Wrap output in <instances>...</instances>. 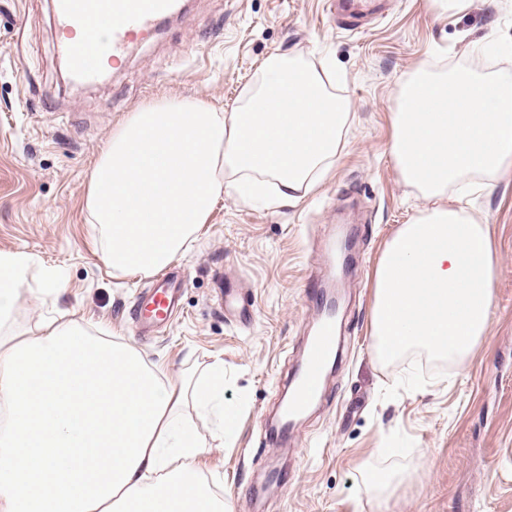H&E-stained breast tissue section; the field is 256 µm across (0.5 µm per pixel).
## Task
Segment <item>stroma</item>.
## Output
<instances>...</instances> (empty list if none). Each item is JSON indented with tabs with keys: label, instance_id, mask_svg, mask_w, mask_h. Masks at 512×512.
<instances>
[{
	"label": "stroma",
	"instance_id": "obj_1",
	"mask_svg": "<svg viewBox=\"0 0 512 512\" xmlns=\"http://www.w3.org/2000/svg\"><path fill=\"white\" fill-rule=\"evenodd\" d=\"M52 0H0V250L34 254L62 291L24 290L13 331L40 335L62 311L161 363L175 382L224 365L233 434L186 408L210 449L201 478L232 512H512V174L471 203L495 240L491 328L463 363L409 352L379 359L374 276L386 242L428 203L401 179L391 116L421 66L481 63L512 72V0H387L352 20L329 0H190L155 38L94 86L62 81ZM327 62L350 102L345 147L316 191L275 207L222 196L193 248L176 257L180 315L140 338L133 320L147 276L112 271L87 221L91 171L113 130L158 99L229 108L270 54ZM356 231L335 371L287 440L265 423L286 395L318 320L307 283L329 275L327 244ZM402 474L385 503L379 482Z\"/></svg>",
	"mask_w": 512,
	"mask_h": 512
}]
</instances>
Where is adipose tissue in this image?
Masks as SVG:
<instances>
[{"label":"adipose tissue","mask_w":512,"mask_h":512,"mask_svg":"<svg viewBox=\"0 0 512 512\" xmlns=\"http://www.w3.org/2000/svg\"><path fill=\"white\" fill-rule=\"evenodd\" d=\"M349 100L322 74L279 54L262 62L230 111L156 100L113 132L87 190L103 262L151 274L185 253L216 201L275 180L298 200L334 164ZM391 153L430 209L387 242L374 279L378 357L412 349L461 363L491 325L496 250L487 225L448 193L493 188L512 172V77L416 69L392 115ZM38 261L0 251V326ZM224 409V367L175 383L132 347L74 319L0 342V512H229L200 479L203 437L185 407Z\"/></svg>","instance_id":"obj_1"}]
</instances>
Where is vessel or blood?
<instances>
[{"label": "vessel or blood", "instance_id": "b4317fda", "mask_svg": "<svg viewBox=\"0 0 512 512\" xmlns=\"http://www.w3.org/2000/svg\"><path fill=\"white\" fill-rule=\"evenodd\" d=\"M181 8V0H53L60 32L58 54L73 79L83 85L95 84ZM91 24L98 28L99 37L79 45L78 36L85 34ZM182 288V280L173 273L154 276L143 295V310L137 315L139 334H153L171 320L178 311ZM336 343V324L326 319L309 339L292 377L291 400L279 416L281 427H288L320 397Z\"/></svg>", "mask_w": 512, "mask_h": 512}]
</instances>
